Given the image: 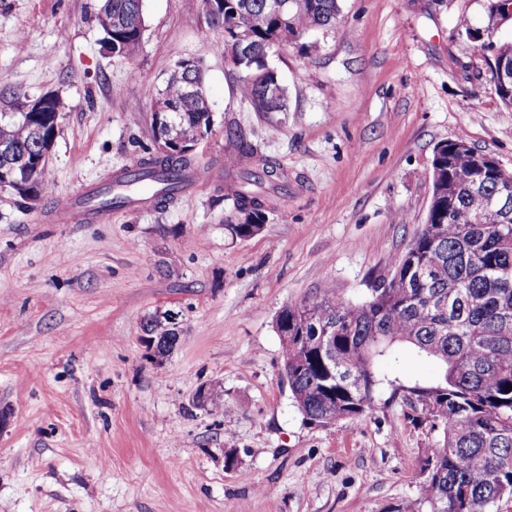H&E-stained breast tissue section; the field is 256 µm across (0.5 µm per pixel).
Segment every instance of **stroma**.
Wrapping results in <instances>:
<instances>
[{
  "label": "stroma",
  "mask_w": 512,
  "mask_h": 512,
  "mask_svg": "<svg viewBox=\"0 0 512 512\" xmlns=\"http://www.w3.org/2000/svg\"><path fill=\"white\" fill-rule=\"evenodd\" d=\"M99 4L0 0V109L5 88L70 106L48 192L0 191V512H400L431 438L408 389L433 384L436 364L394 347L373 410L316 426L280 375L275 318L331 293L370 298L426 220L438 143L465 139L512 174V107L458 32L487 27L490 0H340L335 28L272 57L284 112L254 110L200 0H144L131 60L104 49ZM187 58L204 65L212 109L190 157L212 182L105 224L53 222L79 185L103 189L155 153L156 96ZM229 155L280 173L244 240L224 232ZM168 310L182 337L156 362L141 325ZM209 383L223 413L192 403Z\"/></svg>",
  "instance_id": "35a3bbf8"
}]
</instances>
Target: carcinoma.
Segmentation results:
<instances>
[{
	"label": "carcinoma",
	"mask_w": 512,
	"mask_h": 512,
	"mask_svg": "<svg viewBox=\"0 0 512 512\" xmlns=\"http://www.w3.org/2000/svg\"><path fill=\"white\" fill-rule=\"evenodd\" d=\"M278 0H224V44L234 48L239 33L264 46L278 26L271 4ZM288 29L300 39L313 30L335 26L339 0H285ZM125 15L131 31L139 30L143 0H102L96 21L103 34ZM257 69L242 70L246 95L258 112H284L286 103L265 98L261 84L249 79ZM183 103L169 132L190 141L197 129L212 123L209 99L184 100V84L166 81L159 92ZM16 103L9 116L0 112V141L12 146L0 166L22 175L30 172L40 192L49 189L35 171L33 153L40 131L68 109L57 96L49 111L35 119L22 116ZM192 166L189 156L142 158L127 174L131 184L160 185L156 197L171 201ZM234 208L254 222L226 224L231 238L246 239L263 228L267 216L265 188L275 185L278 167L268 159L254 171L237 169L224 159ZM439 174V195L429 203L426 221L395 256L384 286L371 299L355 303L327 296L288 305L287 327L278 333L282 374L305 419L326 426L355 423L373 408L381 379L375 362L389 348L405 344L438 363L434 384L409 388L410 404L429 422L431 437L425 459L427 480L403 512H498L512 498V180L474 168L473 154L447 144L432 158ZM335 328L336 337L321 348L316 329ZM141 343L152 356L172 348L152 346L151 338L174 336L175 330L149 318Z\"/></svg>",
	"instance_id": "carcinoma-1"
}]
</instances>
